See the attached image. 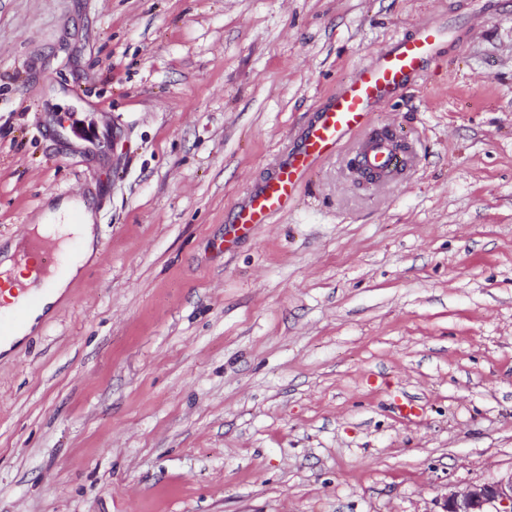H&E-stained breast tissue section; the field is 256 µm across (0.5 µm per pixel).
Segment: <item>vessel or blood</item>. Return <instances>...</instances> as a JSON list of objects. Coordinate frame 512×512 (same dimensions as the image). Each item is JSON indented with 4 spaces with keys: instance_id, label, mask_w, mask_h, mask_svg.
<instances>
[{
    "instance_id": "b4317fda",
    "label": "vessel or blood",
    "mask_w": 512,
    "mask_h": 512,
    "mask_svg": "<svg viewBox=\"0 0 512 512\" xmlns=\"http://www.w3.org/2000/svg\"><path fill=\"white\" fill-rule=\"evenodd\" d=\"M441 40V29L427 24L414 37L396 42L361 64L319 110L306 130L302 147L264 181L236 214L237 231L250 232L254 225L268 223L273 215L285 210L317 161L353 142L371 123L379 103L399 96L410 77L437 60ZM359 161L392 177L409 164L408 158L392 153L383 143L360 155Z\"/></svg>"
}]
</instances>
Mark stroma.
Instances as JSON below:
<instances>
[{"label": "stroma", "instance_id": "obj_1", "mask_svg": "<svg viewBox=\"0 0 512 512\" xmlns=\"http://www.w3.org/2000/svg\"><path fill=\"white\" fill-rule=\"evenodd\" d=\"M435 20L374 114L404 176L341 148L234 233ZM78 195L95 252L0 353V512H440L512 470V0H0V242ZM442 31L435 25L420 27L413 38L396 42L361 64L341 84L307 127L302 147L279 166L254 192L235 216L236 233H249L256 224L285 210L317 161L354 142L372 121L375 107L401 94L413 75L428 68L439 56Z\"/></svg>", "mask_w": 512, "mask_h": 512}]
</instances>
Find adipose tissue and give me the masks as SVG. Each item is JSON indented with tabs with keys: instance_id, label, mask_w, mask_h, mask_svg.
<instances>
[{
	"instance_id": "adipose-tissue-1",
	"label": "adipose tissue",
	"mask_w": 512,
	"mask_h": 512,
	"mask_svg": "<svg viewBox=\"0 0 512 512\" xmlns=\"http://www.w3.org/2000/svg\"><path fill=\"white\" fill-rule=\"evenodd\" d=\"M75 214L80 217L79 223L76 224L71 221L72 215ZM35 229L39 236L57 240L62 244L71 237L79 239L84 256H91L95 250L93 215L83 202L73 201L61 204L56 211L47 212L40 218ZM13 253L14 249L10 246L0 251V271L6 275L5 288L0 291V304L8 310L25 309L26 316L13 336L0 340V351L5 353L32 332L79 271L78 265L73 264L63 272L54 275L48 282L36 284L31 278L26 277L24 269L15 267L12 261ZM20 284L29 286L31 292L39 295L38 305L30 309L26 308L25 294L16 290L17 285Z\"/></svg>"
}]
</instances>
